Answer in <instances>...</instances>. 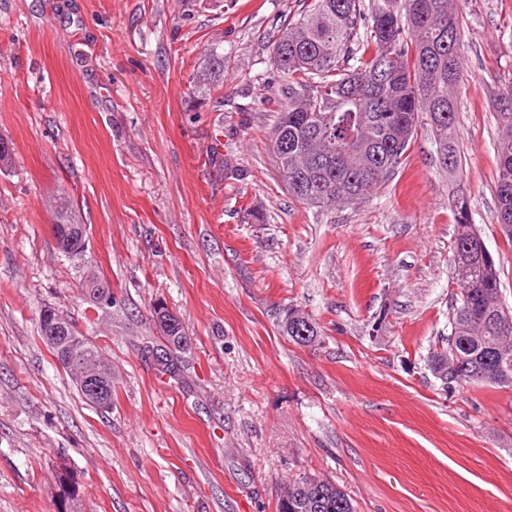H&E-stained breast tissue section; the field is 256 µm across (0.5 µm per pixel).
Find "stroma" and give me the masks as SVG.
<instances>
[{"label":"stroma","instance_id":"35a3bbf8","mask_svg":"<svg viewBox=\"0 0 512 512\" xmlns=\"http://www.w3.org/2000/svg\"><path fill=\"white\" fill-rule=\"evenodd\" d=\"M460 167L428 125L363 202L289 194L271 142L276 31L299 0H0V512H56L66 465L81 512H277L288 479H328L357 512H512V386L443 379L460 298L456 190L500 268L498 93L512 84V0H459ZM224 76L207 104L193 73ZM77 205L87 248L52 236ZM96 275L112 300L82 284ZM189 338L159 374L154 305ZM323 333L302 346L280 308ZM67 314L112 365V407L80 397L40 332ZM221 76H224V55L218 56L210 50L205 67L196 76L193 95L205 100L206 96L210 95L211 88L220 80ZM76 208L73 203L67 199L60 201L56 211V222L52 225L53 235L57 239L56 233L61 231V224H71L76 230L80 232V235L86 237L87 226L86 224H78L75 222L76 218H79Z\"/></svg>","mask_w":512,"mask_h":512}]
</instances>
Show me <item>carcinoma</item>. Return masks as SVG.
I'll list each match as a JSON object with an SVG mask.
<instances>
[{
  "instance_id": "1",
  "label": "carcinoma",
  "mask_w": 512,
  "mask_h": 512,
  "mask_svg": "<svg viewBox=\"0 0 512 512\" xmlns=\"http://www.w3.org/2000/svg\"><path fill=\"white\" fill-rule=\"evenodd\" d=\"M461 23L453 0H305L299 17L279 31L271 63L285 79L271 141L288 192L320 211L367 198L402 162L418 124H428L450 171L459 166L453 88L462 67ZM224 75V56L209 52L197 74L193 95L207 92ZM498 221L512 241V86L498 99ZM454 245L461 302L453 310L448 350L459 355L450 379L465 384L512 386L498 379L501 355L512 357V326L500 322L503 308L499 268L472 230L467 196L454 199ZM79 217L73 203L60 201L52 231ZM288 337L300 345L321 335L304 311ZM184 328L160 333L151 350L164 355L158 370L181 375L176 352ZM78 361L100 356L89 339L71 351ZM310 476L288 480V510L356 512L353 499L336 484L316 478V488L300 491Z\"/></svg>"
}]
</instances>
